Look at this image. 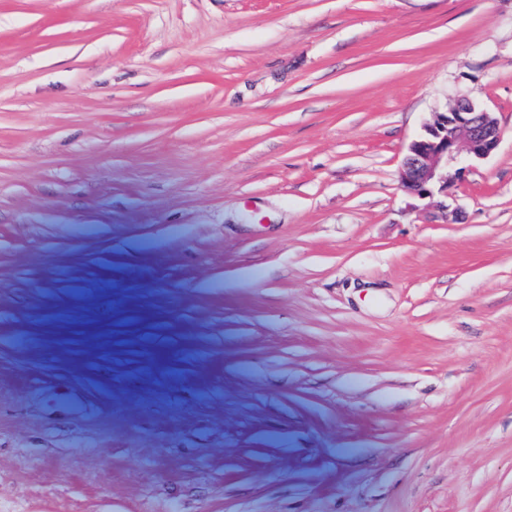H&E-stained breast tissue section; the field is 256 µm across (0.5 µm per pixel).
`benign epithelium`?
Wrapping results in <instances>:
<instances>
[{
	"label": "benign epithelium",
	"instance_id": "1",
	"mask_svg": "<svg viewBox=\"0 0 512 512\" xmlns=\"http://www.w3.org/2000/svg\"><path fill=\"white\" fill-rule=\"evenodd\" d=\"M501 129L494 113L461 97L447 112H436L408 146L400 169L403 190L411 195L444 197L458 186L473 159L497 147Z\"/></svg>",
	"mask_w": 512,
	"mask_h": 512
}]
</instances>
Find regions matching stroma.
Wrapping results in <instances>:
<instances>
[{"mask_svg": "<svg viewBox=\"0 0 512 512\" xmlns=\"http://www.w3.org/2000/svg\"><path fill=\"white\" fill-rule=\"evenodd\" d=\"M0 512H512V0H0ZM501 129L494 112L470 98H458L449 112H436L423 133L408 146L400 169L401 186L411 195L448 198L473 159L485 158L497 147Z\"/></svg>", "mask_w": 512, "mask_h": 512, "instance_id": "1", "label": "stroma"}]
</instances>
